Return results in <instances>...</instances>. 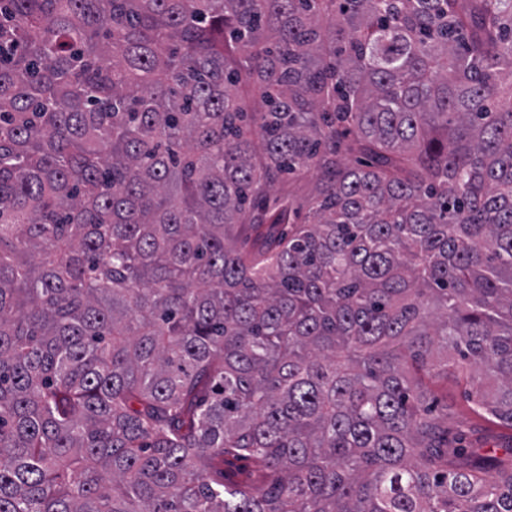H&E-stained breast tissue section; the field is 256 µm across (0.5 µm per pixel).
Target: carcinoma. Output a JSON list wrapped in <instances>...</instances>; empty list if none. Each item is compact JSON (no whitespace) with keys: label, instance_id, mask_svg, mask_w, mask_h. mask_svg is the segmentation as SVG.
Listing matches in <instances>:
<instances>
[{"label":"carcinoma","instance_id":"1","mask_svg":"<svg viewBox=\"0 0 512 512\" xmlns=\"http://www.w3.org/2000/svg\"><path fill=\"white\" fill-rule=\"evenodd\" d=\"M450 369L512 429V0H0V512H512ZM470 387L448 373L437 377L430 385L435 405V415L448 417V426L465 431L467 441H473V432L485 430L497 433H510V430L493 426L486 418L474 411L468 401L467 392Z\"/></svg>","mask_w":512,"mask_h":512}]
</instances>
